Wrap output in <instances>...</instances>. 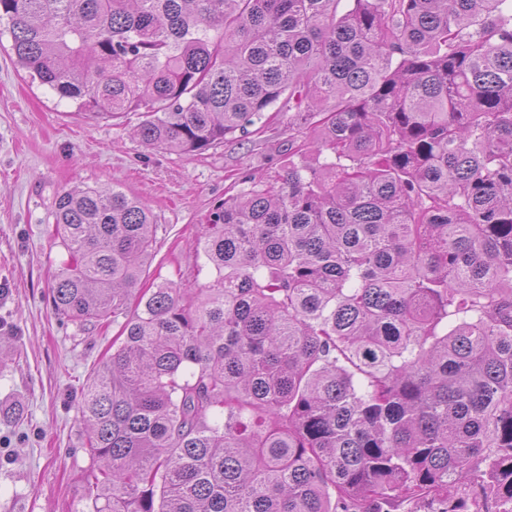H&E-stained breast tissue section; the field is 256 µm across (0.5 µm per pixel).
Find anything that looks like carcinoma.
<instances>
[{
	"mask_svg": "<svg viewBox=\"0 0 512 512\" xmlns=\"http://www.w3.org/2000/svg\"><path fill=\"white\" fill-rule=\"evenodd\" d=\"M0 0L77 112L194 156L288 95V166L141 286L151 210L68 190L54 309L124 319L79 413L88 512H512V0Z\"/></svg>",
	"mask_w": 512,
	"mask_h": 512,
	"instance_id": "carcinoma-1",
	"label": "carcinoma"
}]
</instances>
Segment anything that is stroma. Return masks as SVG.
<instances>
[{
  "label": "stroma",
  "instance_id": "35a3bbf8",
  "mask_svg": "<svg viewBox=\"0 0 512 512\" xmlns=\"http://www.w3.org/2000/svg\"><path fill=\"white\" fill-rule=\"evenodd\" d=\"M0 38V512H83L91 461L80 422L84 387L120 334L57 315L50 289L67 259L52 237L63 191L120 185L145 201L158 226L144 283L193 288L212 271L195 234L241 173L288 161L287 112L261 133L194 157L146 148L139 113L76 114L15 62Z\"/></svg>",
  "mask_w": 512,
  "mask_h": 512
}]
</instances>
